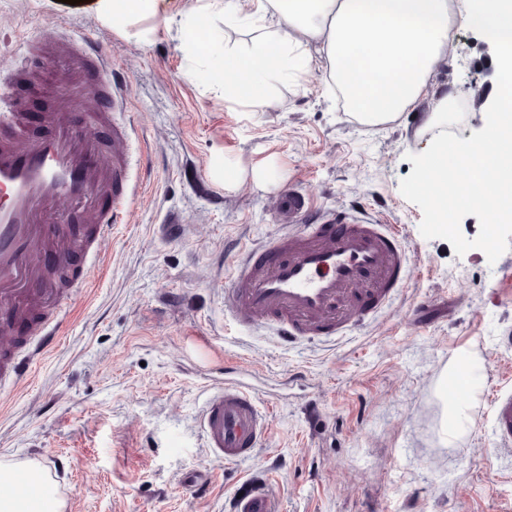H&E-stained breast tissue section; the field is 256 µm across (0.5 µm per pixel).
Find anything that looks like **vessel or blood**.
Here are the masks:
<instances>
[{
	"mask_svg": "<svg viewBox=\"0 0 512 512\" xmlns=\"http://www.w3.org/2000/svg\"><path fill=\"white\" fill-rule=\"evenodd\" d=\"M25 43L34 58L46 44L66 53L71 75L35 84L57 102L41 128L29 130L26 102L0 113V390L26 384L63 328V317L39 315L52 292L44 257L96 256L98 241L143 192L129 163L135 128L114 126L104 143L86 121L110 115L125 94L107 44L63 25L36 30ZM275 216L281 232L237 249L224 310L242 327L271 330L282 345L350 336L384 314L417 270L396 225L315 208L294 190L277 198ZM492 404L497 448L512 452V390L497 392ZM199 424L220 462L251 459L271 433L254 394L233 382L210 393ZM234 512H280L279 495L266 482H244Z\"/></svg>",
	"mask_w": 512,
	"mask_h": 512,
	"instance_id": "vessel-or-blood-1",
	"label": "vessel or blood"
}]
</instances>
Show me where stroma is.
<instances>
[{"mask_svg": "<svg viewBox=\"0 0 512 512\" xmlns=\"http://www.w3.org/2000/svg\"><path fill=\"white\" fill-rule=\"evenodd\" d=\"M178 0L127 30L96 0H0V87L35 119L54 100L30 96L18 63L33 28L66 21L76 36L112 43L127 97L117 121L152 154L146 191L128 223L86 261V288H59L46 315L66 310L57 346L29 381L0 394V463L35 462L54 477L65 512H226L239 485L261 477L282 512H500L512 502V455L498 453L492 396L512 388V219L489 225L460 208L443 232L419 190L420 158L437 131L424 127L433 95L393 122H360L325 68L304 87L277 83L257 110L225 101L210 70L246 27L209 22L210 51L188 56L171 17ZM494 45L452 31L431 77L458 117L448 137L482 133L497 77ZM237 174L225 183V170ZM295 189L321 208L364 209L398 225L421 270L381 318L333 348H293L236 326L223 312L231 255L278 233L271 202ZM184 222L171 237L170 217ZM466 359L475 372L466 431L446 436L442 381ZM246 369L272 424L250 460L215 462L198 417L208 391ZM317 406L321 427L309 424ZM206 473L203 498L185 484Z\"/></svg>", "mask_w": 512, "mask_h": 512, "instance_id": "stroma-1", "label": "stroma"}]
</instances>
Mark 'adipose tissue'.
Instances as JSON below:
<instances>
[{"mask_svg": "<svg viewBox=\"0 0 512 512\" xmlns=\"http://www.w3.org/2000/svg\"><path fill=\"white\" fill-rule=\"evenodd\" d=\"M179 14L192 55L206 48L192 24L200 15L256 31L250 43L225 44L211 72L225 100L264 107L275 83L302 80L323 58L348 109L368 124L398 119L427 92L452 24L478 31L499 50L496 103L482 135L463 153L449 152L441 140L424 155L421 188L436 196L462 168L480 187L467 207L493 224L512 216V0H470L461 12L452 0H183ZM314 43L320 55L310 53ZM464 153L477 157V165L463 168ZM15 474L14 466L0 464V512H62L51 483L30 486Z\"/></svg>", "mask_w": 512, "mask_h": 512, "instance_id": "adipose-tissue-1", "label": "adipose tissue"}]
</instances>
